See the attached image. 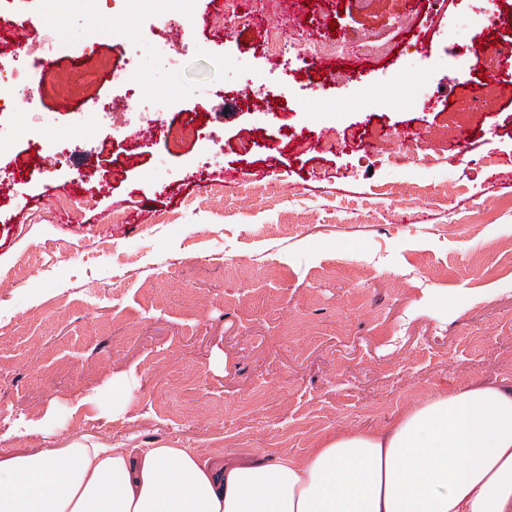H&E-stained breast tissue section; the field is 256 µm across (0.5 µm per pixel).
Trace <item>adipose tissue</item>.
I'll return each mask as SVG.
<instances>
[{
  "label": "adipose tissue",
  "instance_id": "ef3b65f1",
  "mask_svg": "<svg viewBox=\"0 0 512 512\" xmlns=\"http://www.w3.org/2000/svg\"><path fill=\"white\" fill-rule=\"evenodd\" d=\"M0 512H512V384L438 392L300 460L88 438L0 455Z\"/></svg>",
  "mask_w": 512,
  "mask_h": 512
}]
</instances>
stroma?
Masks as SVG:
<instances>
[{"label": "stroma", "instance_id": "stroma-1", "mask_svg": "<svg viewBox=\"0 0 512 512\" xmlns=\"http://www.w3.org/2000/svg\"><path fill=\"white\" fill-rule=\"evenodd\" d=\"M103 7L141 96L106 73L71 88L105 41L80 9L0 14V56L18 54L22 18L54 30L62 68L16 92L17 134L0 137L1 454L96 438L300 459L438 391L512 383V75L486 102L478 76L448 79L505 0H313L275 59L260 51L274 19L233 35L192 0L163 55L150 0ZM405 20L416 45L385 55L296 54ZM148 96L175 105L156 119ZM96 97L115 109L89 112ZM40 109L56 118L48 172L31 154ZM192 117L200 137L172 143ZM153 121L160 137L134 144ZM324 130L340 148L313 149ZM82 181L102 186L94 208L60 223L56 190ZM123 211L140 223H114Z\"/></svg>", "mask_w": 512, "mask_h": 512}]
</instances>
